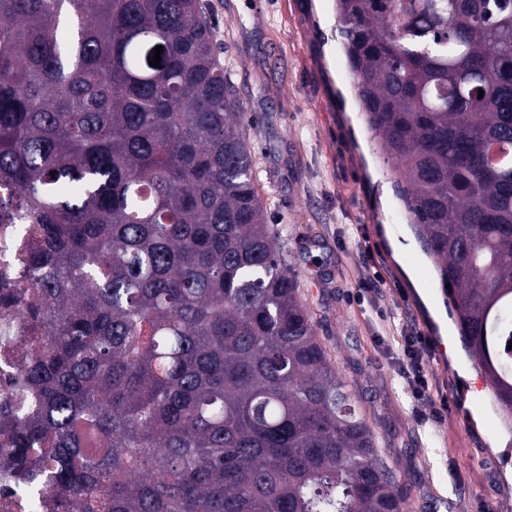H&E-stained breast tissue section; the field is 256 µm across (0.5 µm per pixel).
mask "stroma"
Here are the masks:
<instances>
[{
	"mask_svg": "<svg viewBox=\"0 0 512 512\" xmlns=\"http://www.w3.org/2000/svg\"><path fill=\"white\" fill-rule=\"evenodd\" d=\"M200 3L233 60L265 219L407 512H512V435L492 394L468 387L474 361L429 355L424 399L402 372L404 337L459 330L367 129L335 0Z\"/></svg>",
	"mask_w": 512,
	"mask_h": 512,
	"instance_id": "1",
	"label": "stroma"
}]
</instances>
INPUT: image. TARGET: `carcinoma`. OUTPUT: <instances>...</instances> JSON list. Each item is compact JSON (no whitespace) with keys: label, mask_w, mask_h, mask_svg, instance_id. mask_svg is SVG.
Masks as SVG:
<instances>
[{"label":"carcinoma","mask_w":512,"mask_h":512,"mask_svg":"<svg viewBox=\"0 0 512 512\" xmlns=\"http://www.w3.org/2000/svg\"><path fill=\"white\" fill-rule=\"evenodd\" d=\"M336 11L511 415L512 0ZM231 66L199 0H0V210L35 241L24 299L0 294L29 317L0 342V467L60 512H405L264 219ZM19 375V366L14 352H5L0 347V393L11 390Z\"/></svg>","instance_id":"obj_1"}]
</instances>
